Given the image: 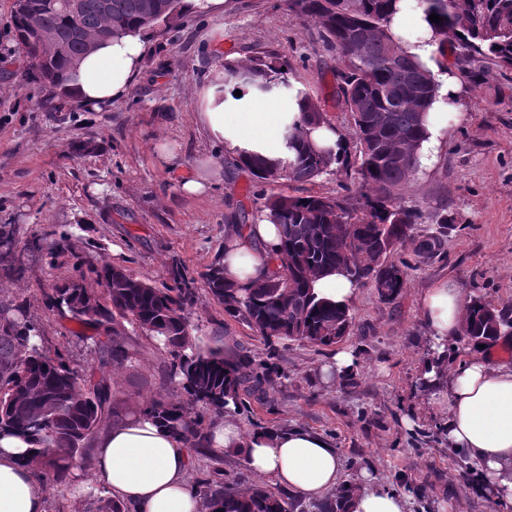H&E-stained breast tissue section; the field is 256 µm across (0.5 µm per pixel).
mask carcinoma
<instances>
[{
    "label": "carcinoma",
    "mask_w": 512,
    "mask_h": 512,
    "mask_svg": "<svg viewBox=\"0 0 512 512\" xmlns=\"http://www.w3.org/2000/svg\"><path fill=\"white\" fill-rule=\"evenodd\" d=\"M401 0H283L302 21L317 22L340 52L342 69L336 95L350 113L355 152L343 156L305 145L299 131H288L295 158L277 168L263 161L244 163L259 181L312 182L327 172L355 168L359 186H341L334 196L278 194L265 199L262 211L281 230L277 264L266 280L243 290L226 282L220 267L210 266L202 279L224 313L247 323L268 342L301 341L329 347L349 335L350 310L316 299L311 281L317 274L344 268L359 285L387 284L378 292L393 300L405 286L406 264L388 260L398 245L412 239L421 211L402 203L399 191L416 174L414 149L425 138V119L436 100L438 84L431 72L401 46L390 22ZM439 43L456 41L469 61L490 59L512 66V0H418ZM182 0H23L14 5L18 48L43 85L44 109L57 112L66 98V74L104 41L136 29L169 27L180 15ZM286 63L259 58L247 69L224 61V88L243 85L261 92L288 93L293 84ZM306 122H327L313 97ZM76 229L44 233L46 256L55 259L71 246ZM172 284L157 288L110 264H89L79 277L51 289L44 305L84 327L82 340L95 347L101 365H124L139 355L126 326L140 332L171 358L170 371L180 378L188 404L163 397L150 399L144 412L177 434L202 446L211 426L224 417L228 402L245 405L243 396L258 390L268 375L242 356L224 357V345H204L191 335L186 317L194 304V280L178 263L170 270ZM92 280L99 289L86 287ZM512 336V307L500 309L480 297L470 300L464 336L470 345L489 344ZM120 418L112 381L69 363L46 346L41 328L27 305L0 302V435H16L34 444L32 462L43 477L75 492L73 473L94 437ZM203 507L223 512H293L294 504L265 488L234 492L224 486L220 471L193 486ZM74 512H124L100 488L74 498Z\"/></svg>",
    "instance_id": "1"
}]
</instances>
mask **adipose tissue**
I'll return each mask as SVG.
<instances>
[{
	"instance_id": "obj_1",
	"label": "adipose tissue",
	"mask_w": 512,
	"mask_h": 512,
	"mask_svg": "<svg viewBox=\"0 0 512 512\" xmlns=\"http://www.w3.org/2000/svg\"><path fill=\"white\" fill-rule=\"evenodd\" d=\"M408 24L422 36L407 40L405 50L426 65L439 85L427 117L426 137L416 151L418 167L425 170L436 162L449 135L448 111L460 100V86L452 73L438 66L439 44L427 39L430 27L417 0H407L406 7L400 8L391 30L401 34ZM146 45L142 29L95 43L68 83L73 98L95 111L123 98L141 68ZM200 98L198 121L205 134L239 160L260 157L287 164L294 153L286 135L294 127L303 128L317 149L339 154L345 146L334 124L304 126L305 103L293 95L263 94L250 87L235 94L216 80ZM280 243L277 225L263 214L230 231L221 262L225 280L241 288L263 281L275 268ZM311 287L318 299L344 308L351 307L357 294L356 285L340 270L316 277ZM467 306L461 289L449 279L421 294L420 314L431 353L420 368L419 383L430 405L445 419L449 447L472 465L496 503L512 506V360L481 349L454 369L444 366L448 344L463 333ZM94 445L93 480L126 512H203L187 481L196 461L192 443L161 427L138 407L125 406L121 420L99 433ZM29 447L22 438L0 437V512L47 510L46 485L28 461ZM210 452L238 454L253 475L298 496L316 498L347 488L348 512H408L406 499L380 486L369 471L341 482L337 449L301 426L248 431L229 409L212 428Z\"/></svg>"
}]
</instances>
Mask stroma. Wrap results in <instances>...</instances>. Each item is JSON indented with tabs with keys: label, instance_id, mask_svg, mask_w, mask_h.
Masks as SVG:
<instances>
[{
	"label": "stroma",
	"instance_id": "obj_1",
	"mask_svg": "<svg viewBox=\"0 0 512 512\" xmlns=\"http://www.w3.org/2000/svg\"><path fill=\"white\" fill-rule=\"evenodd\" d=\"M12 6L13 0H0V225L13 229L17 253L13 270H0V301L26 302L47 347L68 350L72 366L98 368V356L76 338L74 322L45 309L43 297L75 278L80 262H107L160 288L177 259L197 279L219 263L226 231L253 222L266 197L339 191L336 173L308 184L258 182L195 122L197 93L225 60L249 65L276 56L354 140L350 114L336 102L337 49L318 24L297 19L281 0H224L217 9L182 13L169 29L151 31L142 70L125 98L98 111L69 99L59 112L38 108L40 83L15 85L28 60L15 42ZM440 59L463 87L462 118L436 164L410 178L401 198L423 213L415 241L438 234L442 244L421 255L412 244L397 248L393 261H407L408 268L393 301H381L371 285L359 286L342 342L358 360L353 374L322 385L320 367L332 348L267 344L225 315L202 285L187 320L203 342L220 337L226 355L276 364L237 414L246 429L293 423L311 429L337 448L343 480L370 470L379 485L406 498L410 512H502L456 463L440 433L444 420L419 384L430 344L418 300L435 281L452 279L466 298L512 305V67L463 61L452 42ZM161 141L178 147L181 169L158 164ZM192 175L207 179L206 195L181 192L182 179ZM444 216L451 221L445 230L439 226ZM75 225L80 231L71 251L51 262L42 258L43 232ZM141 348L136 363L107 367L115 397L131 404L159 395L183 400L167 355L146 340ZM408 416L414 426L405 425ZM215 469L237 490L264 485L235 455L201 456L191 475ZM418 488L424 498L415 496Z\"/></svg>",
	"mask_w": 512,
	"mask_h": 512
}]
</instances>
